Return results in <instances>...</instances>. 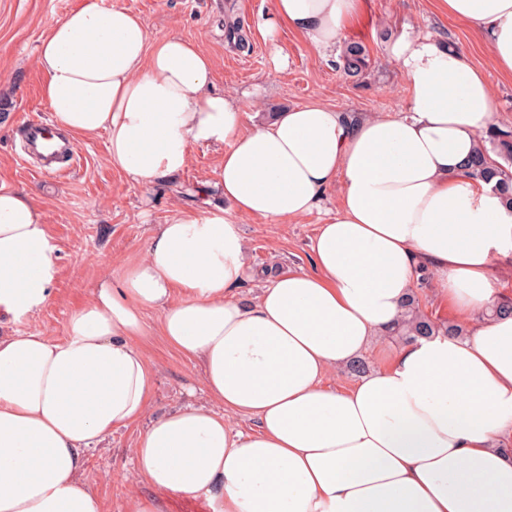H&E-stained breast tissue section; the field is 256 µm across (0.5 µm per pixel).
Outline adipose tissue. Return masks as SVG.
I'll list each match as a JSON object with an SVG mask.
<instances>
[{
    "label": "adipose tissue",
    "mask_w": 512,
    "mask_h": 512,
    "mask_svg": "<svg viewBox=\"0 0 512 512\" xmlns=\"http://www.w3.org/2000/svg\"><path fill=\"white\" fill-rule=\"evenodd\" d=\"M363 2L273 0L255 26L332 52ZM434 2L512 76V0ZM387 54L408 89L403 113L354 121L309 102L246 131L245 103L214 90L213 61L191 41L149 38L137 15L100 0L49 25L36 65L56 128L106 134L110 163L144 184L181 173L193 147L219 149L226 204L156 225L145 257L70 312L63 340L0 336V512H105L81 478L85 453L147 412L154 375L134 340L149 311L199 366L209 402L141 434L135 471L156 495L126 512L197 495L213 512H512V457L498 446L512 437V316L386 345L419 274L474 321L493 298L494 261L512 253V207L464 167L494 120L492 92L432 37L401 35ZM334 190L312 269L241 301L251 265L238 219L300 218ZM58 261L35 198L0 184V312L34 317ZM374 347L378 369L327 385Z\"/></svg>",
    "instance_id": "1"
}]
</instances>
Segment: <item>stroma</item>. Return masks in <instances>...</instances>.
Segmentation results:
<instances>
[{
  "label": "stroma",
  "instance_id": "1",
  "mask_svg": "<svg viewBox=\"0 0 512 512\" xmlns=\"http://www.w3.org/2000/svg\"><path fill=\"white\" fill-rule=\"evenodd\" d=\"M134 12L150 37L177 36L197 43L214 61V85L253 102L244 129L285 107L317 101L361 117L391 114L406 102V88L387 57L389 40L402 33L431 34L460 48L489 76L495 124L512 130V78L500 75L487 47L468 28L434 13L430 0H364L361 20L342 42L367 50L369 68L347 76L335 57L319 53L300 34L284 28L275 39L262 37L251 21L271 11L272 0H104ZM83 0H0V183L30 191L46 214L48 232L60 261L52 299L41 312L20 321L0 317L4 332L37 333L51 340L65 336L70 311L85 303L104 277L120 278L142 259L154 225L188 205L206 209L223 204L215 186L219 155L192 148L183 172L151 186L131 180L107 155V138L94 135L77 144V165L65 174L40 172L38 159L23 154L18 128L32 117L47 116L41 97L43 78L35 66L36 48L48 26L79 8ZM246 21V38L228 35V26ZM330 192L305 217L264 224L239 219L253 275L238 289L241 300L258 295L268 280L298 268H311L309 245L318 224L339 205ZM159 315H145L146 332L138 343L154 374L145 419L113 431L99 447L86 451L82 477L102 499L106 512H126L131 496L152 495L137 477L133 450L148 425L174 408L204 397L199 368L171 348L157 332Z\"/></svg>",
  "mask_w": 512,
  "mask_h": 512
}]
</instances>
